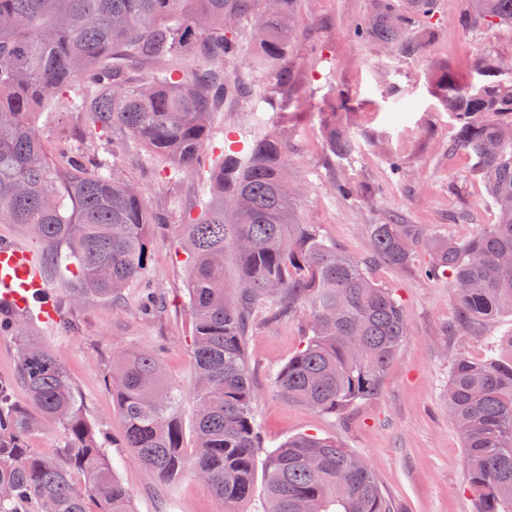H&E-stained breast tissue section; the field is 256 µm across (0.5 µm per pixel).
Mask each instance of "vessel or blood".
<instances>
[{
    "instance_id": "vessel-or-blood-1",
    "label": "vessel or blood",
    "mask_w": 512,
    "mask_h": 512,
    "mask_svg": "<svg viewBox=\"0 0 512 512\" xmlns=\"http://www.w3.org/2000/svg\"><path fill=\"white\" fill-rule=\"evenodd\" d=\"M48 296L39 254L14 243H0V304L47 323L57 318Z\"/></svg>"
}]
</instances>
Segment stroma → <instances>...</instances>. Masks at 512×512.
<instances>
[{"mask_svg": "<svg viewBox=\"0 0 512 512\" xmlns=\"http://www.w3.org/2000/svg\"><path fill=\"white\" fill-rule=\"evenodd\" d=\"M436 36L423 54L406 55L354 41L351 24L366 19L371 0H299L296 37L288 55L294 82L271 89L250 58L230 64L229 73L263 86L262 97L213 113L210 152L231 141L249 143L257 125L281 126L292 147L291 169L304 185L298 215L321 235L354 256L369 259L368 271L392 288L410 332L389 365L377 393L340 419L281 398L271 371L301 348L303 317L267 323L255 320L247 338L248 372L255 412L266 450L289 436L308 432L336 438L375 471L397 512H475L464 464L462 439L448 414L450 356L461 352L483 360L496 350V337L512 329V318L489 322L485 336H453L457 308L447 280L422 273L427 251L409 266L392 268L371 260L367 227L416 224L456 240L495 221V211L473 177L474 157L450 148L456 122L433 80L436 67L474 73L484 55H512V29L464 30L456 18L463 0H438ZM337 111L353 131L350 159L332 162L322 141L325 112ZM399 160L404 176L391 170ZM164 162L128 140L118 172L134 182L152 211L169 222L153 228L150 261L142 280L120 302L65 305L62 321L28 323L26 335L46 342L62 360L96 431L104 434L115 475L130 494L133 512H224L203 483L186 477L169 483L137 463L121 445L123 422L108 385L112 357L124 351L158 355L165 380L181 396L184 428L193 424L194 369L190 346L187 263L172 232L181 216L198 209L203 175L166 177ZM349 181L360 192L348 200L331 193L330 180ZM470 215L456 216L459 206ZM159 294L161 306L143 316L136 306L141 289Z\"/></svg>", "mask_w": 512, "mask_h": 512, "instance_id": "obj_1", "label": "stroma"}]
</instances>
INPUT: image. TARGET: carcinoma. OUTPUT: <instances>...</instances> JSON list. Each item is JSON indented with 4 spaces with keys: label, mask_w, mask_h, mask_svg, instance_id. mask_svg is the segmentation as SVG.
I'll return each instance as SVG.
<instances>
[{
    "label": "carcinoma",
    "mask_w": 512,
    "mask_h": 512,
    "mask_svg": "<svg viewBox=\"0 0 512 512\" xmlns=\"http://www.w3.org/2000/svg\"><path fill=\"white\" fill-rule=\"evenodd\" d=\"M0 0V224H14L41 244L48 282L66 299L117 301L150 257L156 223L143 194L116 176L110 134L118 126L166 159L176 175L209 165L208 196L178 225L188 253L187 296L195 372L194 445H185L180 399L163 385L153 353L113 357L108 384L123 421V447L165 481L192 476L224 502V512L261 496L263 512H395L373 470L331 437L299 433L265 453L246 363L248 316L308 317L304 344L272 374L285 399L339 418L376 394L409 334L392 289L367 264L336 248L297 215L301 189L289 175L291 146L266 130L249 150L208 162L210 117L228 99L253 98L256 86L227 66L245 53L288 87L298 0ZM435 0H373V14L354 25L371 40L408 55L422 52L433 29L413 30L415 14L433 17ZM252 21L251 46L238 25ZM463 29L512 28V0H465ZM512 56H484L482 90L453 70L433 80L457 122L452 148L476 158L495 223L458 241L415 224H370L373 257L407 266L419 248L423 273L446 277L462 331L512 316V80L498 75ZM149 70L144 80L136 78ZM84 116L76 144L58 149L35 116ZM329 154L354 150L348 128L325 113ZM232 250L238 280L224 277ZM19 337L17 384L30 413L0 382V512H132L107 448L61 360L22 335L23 319L4 316ZM509 356L450 363L448 410L465 452L477 512H512V331ZM47 426L64 432L51 455L31 447Z\"/></svg>",
    "instance_id": "carcinoma-1"
}]
</instances>
